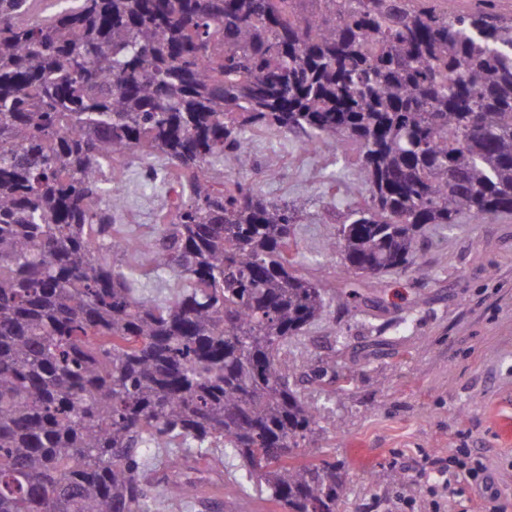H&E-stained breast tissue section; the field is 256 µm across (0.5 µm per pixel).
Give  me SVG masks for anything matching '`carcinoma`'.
<instances>
[{
	"instance_id": "1",
	"label": "carcinoma",
	"mask_w": 512,
	"mask_h": 512,
	"mask_svg": "<svg viewBox=\"0 0 512 512\" xmlns=\"http://www.w3.org/2000/svg\"><path fill=\"white\" fill-rule=\"evenodd\" d=\"M0 0V512L195 508L218 450L286 512H337L336 463L288 343L328 307L290 249L306 202L242 177L254 129L355 146L369 204L330 244L355 274L424 229L512 213V19L495 0ZM129 154L176 172L157 235L101 212ZM226 158L238 175L214 185ZM188 285L136 293L118 255Z\"/></svg>"
}]
</instances>
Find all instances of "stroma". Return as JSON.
I'll return each mask as SVG.
<instances>
[{
    "instance_id": "stroma-1",
    "label": "stroma",
    "mask_w": 512,
    "mask_h": 512,
    "mask_svg": "<svg viewBox=\"0 0 512 512\" xmlns=\"http://www.w3.org/2000/svg\"><path fill=\"white\" fill-rule=\"evenodd\" d=\"M247 177L268 197L304 198L299 274L322 283L326 314L288 345L301 398L321 432L317 456L340 467L339 512H478L469 486L448 495L438 467L472 458L512 512V214L429 227L413 264L376 277L327 245L368 194L355 148L308 151L293 135L252 133ZM276 176L266 179V169ZM133 235L150 240L168 188L137 166L116 175ZM336 382L311 377L326 360Z\"/></svg>"
}]
</instances>
